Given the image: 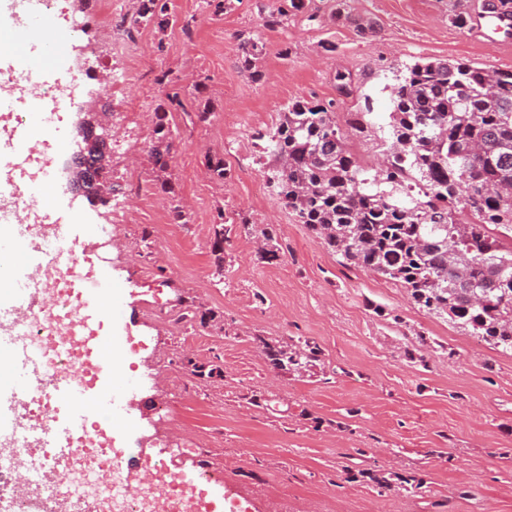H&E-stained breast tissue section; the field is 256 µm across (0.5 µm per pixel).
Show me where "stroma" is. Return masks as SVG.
I'll return each mask as SVG.
<instances>
[{"label": "stroma", "mask_w": 512, "mask_h": 512, "mask_svg": "<svg viewBox=\"0 0 512 512\" xmlns=\"http://www.w3.org/2000/svg\"><path fill=\"white\" fill-rule=\"evenodd\" d=\"M135 2L91 0L81 38L61 43L50 66L81 63L90 78L77 103L96 99L112 111L116 194L106 206L66 201L126 311L116 329L127 338L122 371L138 436L176 469L204 450L240 494L242 512H512V354L426 315L399 283L340 265L276 197L255 194L263 174L251 139L297 98L335 100L341 126L368 94L382 121L392 66L448 59L512 70V31L487 40L452 24L459 13L487 15V0H344L338 16L334 0H313L318 21L300 13L276 31L261 25L270 0H232L220 16L203 0H172L178 18L195 17L192 37L176 25L131 38L101 29L104 16L118 24ZM248 36L266 45L258 81L239 63ZM164 71L181 89L204 82L214 106L206 123L173 116L180 138L171 174L184 224L171 223L148 164ZM340 72L351 78L349 94L336 88ZM113 73L124 80L104 91L99 77ZM208 155L223 157L226 180L211 179ZM240 214L276 230L279 264L261 263L241 233L216 269L214 224ZM182 298L217 312L223 328L179 320ZM258 334L307 337L323 356L308 376L277 372ZM187 356L219 365L222 376L192 375ZM351 468L423 484L381 493L349 479Z\"/></svg>", "instance_id": "1"}]
</instances>
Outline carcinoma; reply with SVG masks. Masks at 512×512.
Returning <instances> with one entry per match:
<instances>
[{"mask_svg":"<svg viewBox=\"0 0 512 512\" xmlns=\"http://www.w3.org/2000/svg\"><path fill=\"white\" fill-rule=\"evenodd\" d=\"M306 0H274L262 16L267 29L288 27V18L308 10ZM177 22L169 0H137L123 20L128 36L146 26L163 31ZM243 67L259 80L256 63L266 53L259 38L240 44ZM384 123L373 144L384 167L361 165L336 125L335 101L297 99L279 122L253 134L259 164L271 192L297 223L349 266L367 268L406 288L425 314L447 320L493 350L512 353V70L437 59L392 71ZM204 89L166 95L154 108V140L148 151L155 181L175 193L168 169L179 136L169 114L183 112L205 122L211 115ZM375 100L364 96L351 129L368 132ZM209 174L224 180V159H206ZM212 254L218 268L232 228L218 214ZM240 225L262 238L260 260L281 258L276 232L239 216ZM475 289L482 300L470 302ZM182 317L207 327L217 315L186 300ZM270 366L298 377L321 361L314 341L256 337ZM382 489H407L410 479L364 470Z\"/></svg>","mask_w":512,"mask_h":512,"instance_id":"1","label":"carcinoma"}]
</instances>
